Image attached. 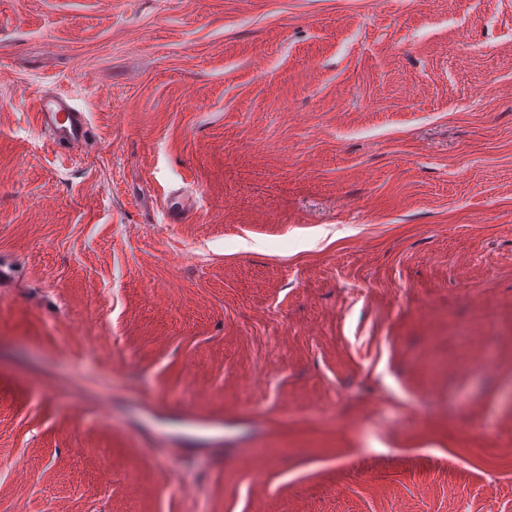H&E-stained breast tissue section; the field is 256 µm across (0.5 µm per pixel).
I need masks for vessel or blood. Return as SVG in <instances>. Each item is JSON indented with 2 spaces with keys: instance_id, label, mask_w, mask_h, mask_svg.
Listing matches in <instances>:
<instances>
[{
  "instance_id": "vessel-or-blood-1",
  "label": "vessel or blood",
  "mask_w": 512,
  "mask_h": 512,
  "mask_svg": "<svg viewBox=\"0 0 512 512\" xmlns=\"http://www.w3.org/2000/svg\"><path fill=\"white\" fill-rule=\"evenodd\" d=\"M34 118L54 145L65 142L79 146L86 143L91 133V125L84 112L75 107L70 97L63 93L36 97Z\"/></svg>"
}]
</instances>
